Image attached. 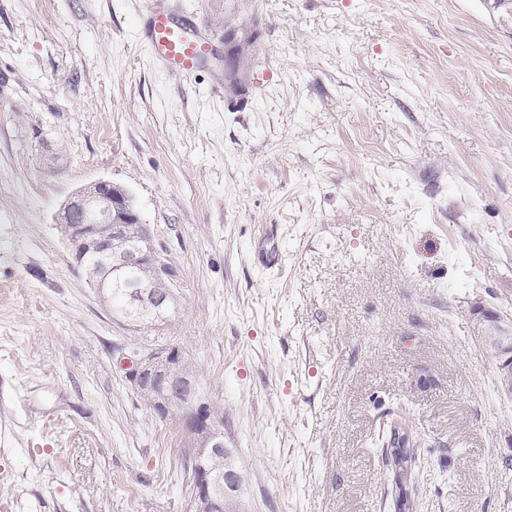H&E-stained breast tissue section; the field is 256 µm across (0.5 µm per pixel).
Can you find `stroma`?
<instances>
[{
  "label": "stroma",
  "mask_w": 512,
  "mask_h": 512,
  "mask_svg": "<svg viewBox=\"0 0 512 512\" xmlns=\"http://www.w3.org/2000/svg\"><path fill=\"white\" fill-rule=\"evenodd\" d=\"M146 2L0 0V512H188V437L114 366L151 336L223 415L250 512H389L398 412L419 512H512V398L473 320L512 316V10L164 0L219 49L256 24L279 75L232 99L150 64ZM102 179L174 270L164 324L116 321L61 236Z\"/></svg>",
  "instance_id": "obj_1"
}]
</instances>
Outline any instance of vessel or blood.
<instances>
[{"instance_id":"b4317fda","label":"vessel or blood","mask_w":512,"mask_h":512,"mask_svg":"<svg viewBox=\"0 0 512 512\" xmlns=\"http://www.w3.org/2000/svg\"><path fill=\"white\" fill-rule=\"evenodd\" d=\"M142 40L154 64L184 76L195 74L214 51L210 38L193 23L175 21L154 4L145 12Z\"/></svg>"}]
</instances>
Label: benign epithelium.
Returning <instances> with one entry per match:
<instances>
[{
	"label": "benign epithelium",
	"mask_w": 512,
	"mask_h": 512,
	"mask_svg": "<svg viewBox=\"0 0 512 512\" xmlns=\"http://www.w3.org/2000/svg\"><path fill=\"white\" fill-rule=\"evenodd\" d=\"M255 25L242 21L224 23V54L209 57L224 80L225 93L243 96L253 84L256 72L253 44ZM57 223L72 259L83 268L91 286L109 287L112 273L123 268L152 271L148 283L133 284L145 304L166 296L162 286L171 282V270L153 248L147 225L143 224L132 197L123 191L93 197L81 188L74 192L57 214ZM137 230L138 244L126 251L112 252V243ZM476 331L484 348L498 360L501 392L512 397V317L476 309ZM115 363L127 382L148 398L151 413L165 419L178 402L184 408L181 422L194 443L195 493L189 512H247L241 493L228 490L231 482H243L224 442L223 426L216 422L208 397L199 392L198 374L188 357L173 345L149 348L122 347Z\"/></svg>",
	"instance_id": "7a95c632"
}]
</instances>
